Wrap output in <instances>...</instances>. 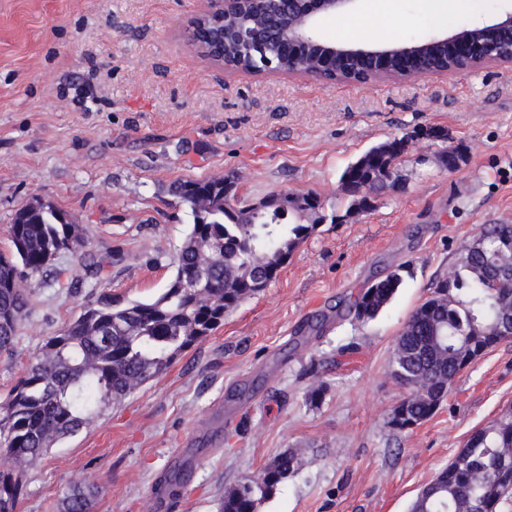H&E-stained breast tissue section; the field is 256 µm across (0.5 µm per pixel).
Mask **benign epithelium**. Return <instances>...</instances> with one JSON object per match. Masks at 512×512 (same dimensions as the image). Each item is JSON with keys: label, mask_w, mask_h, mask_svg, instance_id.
Returning <instances> with one entry per match:
<instances>
[{"label": "benign epithelium", "mask_w": 512, "mask_h": 512, "mask_svg": "<svg viewBox=\"0 0 512 512\" xmlns=\"http://www.w3.org/2000/svg\"><path fill=\"white\" fill-rule=\"evenodd\" d=\"M263 0H205V8L197 21L211 16L229 20L243 14L248 6ZM286 21L276 31L265 26L248 23L238 28V39L243 45L265 46L274 41L288 49V56L299 60L315 50L317 67L313 71H292V74L313 78H332L340 82L360 85L389 80H413L427 76L418 64L424 46L417 42L402 46L391 42L371 46L328 43L321 39L319 26L323 19L338 13L351 12L358 0H285ZM512 41V10L502 14L494 23L463 28L452 35L435 36L428 46L446 44L451 49V60L436 75L452 76L466 71L512 64V53L505 55L498 48V38ZM372 58L375 67L357 73L349 68L355 59Z\"/></svg>", "instance_id": "7a95c632"}]
</instances>
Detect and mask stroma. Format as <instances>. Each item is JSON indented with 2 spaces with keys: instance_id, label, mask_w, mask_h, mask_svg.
Here are the masks:
<instances>
[{
  "instance_id": "35a3bbf8",
  "label": "stroma",
  "mask_w": 512,
  "mask_h": 512,
  "mask_svg": "<svg viewBox=\"0 0 512 512\" xmlns=\"http://www.w3.org/2000/svg\"><path fill=\"white\" fill-rule=\"evenodd\" d=\"M399 0L400 43L482 25L512 0H449L435 25ZM203 0H0V251L35 198L72 214L100 292L147 300L166 287L189 228L169 187L229 177L241 201L317 195L322 221L259 293L159 377L103 409L26 474L20 512H61L96 484L94 512H157L155 489L185 455L168 512H220L226 488L284 452L296 473L259 512H407L468 435L512 406V340L456 377L434 416L388 425L406 391L394 344L482 224L512 220V66L351 85L229 74L187 32ZM447 139H416L423 128ZM408 137L400 190L347 214L340 177L373 145ZM461 160L439 161L448 148ZM342 222H335V215ZM404 283L375 319L340 313L374 279ZM75 256L28 280L30 312L0 354V405L43 340L78 315ZM319 402L307 394L315 387Z\"/></svg>"
}]
</instances>
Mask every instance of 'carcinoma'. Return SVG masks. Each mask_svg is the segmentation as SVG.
Here are the masks:
<instances>
[{"instance_id": "cac0c4a2", "label": "carcinoma", "mask_w": 512, "mask_h": 512, "mask_svg": "<svg viewBox=\"0 0 512 512\" xmlns=\"http://www.w3.org/2000/svg\"><path fill=\"white\" fill-rule=\"evenodd\" d=\"M224 59L261 71L272 53L257 48L242 58L237 40L227 34ZM406 150L401 139L375 145L343 171L347 210H362L361 188L374 192L399 187L381 178L398 170ZM171 192L189 206L192 223L166 288L146 301L99 295L45 342L0 406V454L23 466L49 448L91 425L102 408L125 399L164 373L184 351L209 336L256 284L272 282L300 243L317 227L286 222L288 195L273 193L261 212L232 208L224 179L178 181ZM482 252H464L460 268L436 282L429 299L410 315L399 334L392 377L408 390L402 407L407 421L420 425L436 412L469 355L480 358L509 337L497 331L512 310V287L498 285L488 269L512 259L502 253L512 244V224H489L478 234ZM10 251L0 253V354L13 352L20 322L29 309L28 279L47 271L54 257L78 252L80 227L51 204L23 207L9 227ZM76 283L95 288L100 267L79 263ZM195 282V287L186 284ZM402 286L393 270L364 289L348 306L358 321L371 320ZM512 458V420L475 430L410 504L408 512H512V478H500L503 459ZM298 469L293 452L279 454L257 482L238 484L224 495L222 512H258ZM98 488L76 489L65 497L63 512H94ZM25 495L24 470L0 472V512H17Z\"/></svg>"}]
</instances>
